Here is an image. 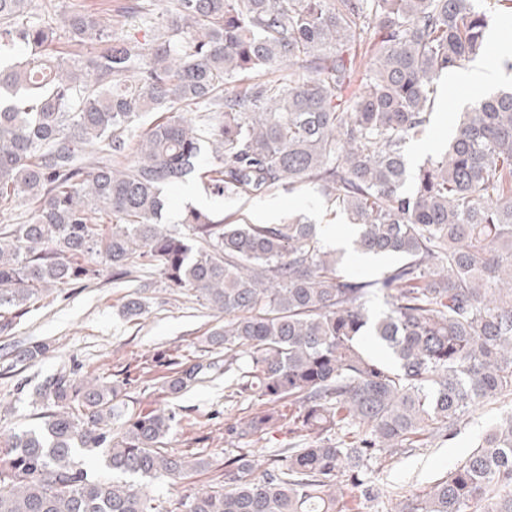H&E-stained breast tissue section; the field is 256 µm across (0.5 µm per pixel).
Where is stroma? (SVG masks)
Listing matches in <instances>:
<instances>
[{"instance_id":"obj_1","label":"stroma","mask_w":512,"mask_h":512,"mask_svg":"<svg viewBox=\"0 0 512 512\" xmlns=\"http://www.w3.org/2000/svg\"><path fill=\"white\" fill-rule=\"evenodd\" d=\"M438 94L439 103L429 126L408 145L411 167H418L432 156L433 145L447 143L459 112L480 91L452 84L444 76L438 83ZM164 196V221L181 234L188 231L181 219L191 206L234 215L244 224H278L297 217L334 229L341 236L348 237L353 232L345 216L336 213L311 188L296 193L276 192L243 203L212 196L192 179L165 189ZM142 280L149 282L151 288L147 292L149 308L139 320H128L120 312L122 303L135 294L139 282H114L103 277L82 287L50 289L9 335L0 334V345L24 348L42 343L47 347L46 354L26 369L8 375L0 373V439L40 426L41 420L32 405L33 393L52 377L63 373L77 380L96 376L109 382L121 369H130L133 382L127 388L126 411H176L180 422L164 438L165 447L201 450L210 457L208 469L149 489L151 495L176 500L215 483L223 475L224 421L250 410L251 402L229 397L220 372L187 392L169 394L171 361L223 359V349L209 348L205 341L217 317L213 310L187 298L158 274L143 273ZM511 412V397L490 400L475 408L448 442L425 440L420 448L375 475L374 481L383 493L367 503L363 512H395L400 501L445 475L475 446L480 435Z\"/></svg>"}]
</instances>
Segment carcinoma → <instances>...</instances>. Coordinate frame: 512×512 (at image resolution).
I'll use <instances>...</instances> for the list:
<instances>
[{"label": "carcinoma", "mask_w": 512, "mask_h": 512, "mask_svg": "<svg viewBox=\"0 0 512 512\" xmlns=\"http://www.w3.org/2000/svg\"><path fill=\"white\" fill-rule=\"evenodd\" d=\"M31 4L0 0V211L27 205L0 227V333L51 288L154 271L224 315L206 336L224 366L180 364L169 393L222 368L256 405L224 441L288 443L278 467L226 448L224 479L156 498L144 488L209 465L163 447L177 414L126 415L125 378L60 375L35 391L43 427L0 442V512H360L382 494L374 470L512 396V90L471 102L412 174L406 152L437 80L486 48L477 0H169L160 17L149 0L115 17L79 2L58 21L55 0ZM130 18L143 40L115 32ZM196 177L243 201L312 185L355 226L354 252L397 262L345 276L299 219L189 208L176 234L163 191ZM46 350L6 351L3 371ZM397 512H512V415Z\"/></svg>", "instance_id": "1"}]
</instances>
